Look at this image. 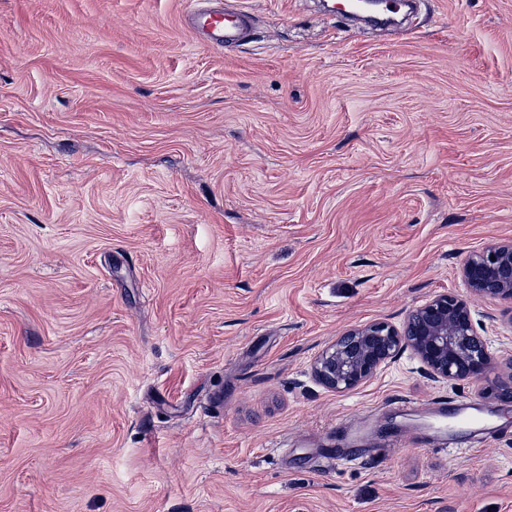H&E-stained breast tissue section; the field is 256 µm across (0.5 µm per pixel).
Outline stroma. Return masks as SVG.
<instances>
[{
  "instance_id": "stroma-1",
  "label": "stroma",
  "mask_w": 512,
  "mask_h": 512,
  "mask_svg": "<svg viewBox=\"0 0 512 512\" xmlns=\"http://www.w3.org/2000/svg\"><path fill=\"white\" fill-rule=\"evenodd\" d=\"M232 2L224 49L194 0H0V512H512V430L384 446L480 383L312 372L512 238V0L396 33ZM473 307L512 362V303ZM205 6L184 16L185 25L211 44L232 49L248 41L252 19L248 12L223 0H204Z\"/></svg>"
}]
</instances>
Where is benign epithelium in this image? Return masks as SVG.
<instances>
[{
	"label": "benign epithelium",
	"mask_w": 512,
	"mask_h": 512,
	"mask_svg": "<svg viewBox=\"0 0 512 512\" xmlns=\"http://www.w3.org/2000/svg\"><path fill=\"white\" fill-rule=\"evenodd\" d=\"M461 275L471 296L512 301V241H498L470 254ZM474 308L458 294L442 293L410 314L401 330L387 323L351 328L314 361V377L344 392L369 379L408 349L435 381H480L492 369L489 344L475 329ZM483 395L512 397V365L494 376Z\"/></svg>",
	"instance_id": "benign-epithelium-1"
}]
</instances>
